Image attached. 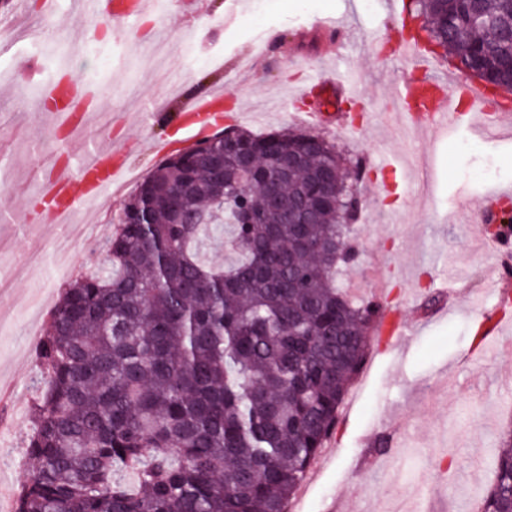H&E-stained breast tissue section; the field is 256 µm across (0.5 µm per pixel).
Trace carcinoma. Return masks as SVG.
I'll list each match as a JSON object with an SVG mask.
<instances>
[{
    "label": "carcinoma",
    "instance_id": "obj_1",
    "mask_svg": "<svg viewBox=\"0 0 512 512\" xmlns=\"http://www.w3.org/2000/svg\"><path fill=\"white\" fill-rule=\"evenodd\" d=\"M477 8L492 26L464 0L407 13L456 69L506 85L512 0ZM364 178L302 130L229 128L160 161L39 337L34 465L14 512H287L395 312L337 278L358 255L340 223L358 211L347 185ZM181 184L193 192L175 204ZM221 239L228 263L207 257ZM493 466L475 512H512L511 430Z\"/></svg>",
    "mask_w": 512,
    "mask_h": 512
}]
</instances>
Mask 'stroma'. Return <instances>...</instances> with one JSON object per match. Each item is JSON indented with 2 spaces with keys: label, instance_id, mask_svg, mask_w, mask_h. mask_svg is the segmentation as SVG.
<instances>
[{
  "label": "stroma",
  "instance_id": "1",
  "mask_svg": "<svg viewBox=\"0 0 512 512\" xmlns=\"http://www.w3.org/2000/svg\"><path fill=\"white\" fill-rule=\"evenodd\" d=\"M9 10L0 35V380L15 402L4 413L13 426L0 438V473L18 491L32 467L24 450L36 375L37 341L65 284L97 267L103 253L86 246L84 229L107 238L123 201L159 163L146 140H168L174 112L187 93L220 90L232 126L256 134L284 128L318 132L345 159L364 160L365 202L349 237L358 258L342 274L370 293L368 272H386L389 303L411 332L404 345L375 343L345 401L341 422L295 495L300 512H457L463 494L494 477L492 457L512 423V350L474 348L470 294L493 281L484 224L470 222L488 194L512 191V136L489 140L496 107L462 110L452 127L429 141L405 142L378 125L342 127L310 121L298 95L306 77L355 80L354 113L395 111L396 81L413 64L390 60L382 30L391 14L380 0H164L158 12L128 20L76 17L79 0H23ZM333 18L347 35L327 43L320 27ZM82 85L97 101L80 135L97 149H124L130 168L117 193L84 206L67 222L27 213L43 183L41 167L63 142L41 111L59 80ZM413 161L406 182L387 187L388 170ZM467 272L464 296L432 313L439 271ZM391 445L378 453L374 440ZM482 448L472 469L471 446Z\"/></svg>",
  "mask_w": 512,
  "mask_h": 512
}]
</instances>
